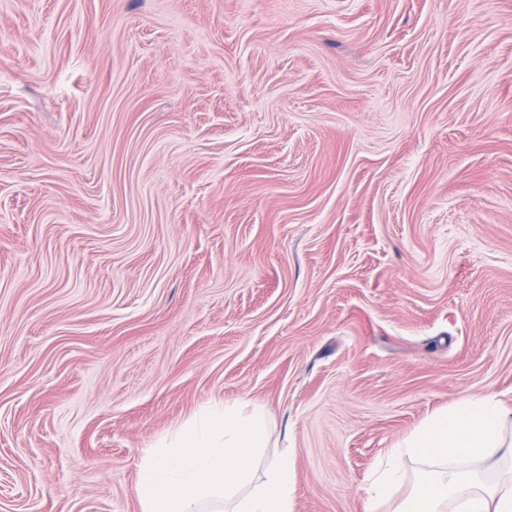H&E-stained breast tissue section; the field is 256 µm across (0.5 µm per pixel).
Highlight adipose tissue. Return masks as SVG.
<instances>
[{
    "mask_svg": "<svg viewBox=\"0 0 512 512\" xmlns=\"http://www.w3.org/2000/svg\"><path fill=\"white\" fill-rule=\"evenodd\" d=\"M512 408L492 396H468L435 412L425 423L386 449L384 460L368 477V512L390 500L402 481L400 461L410 456L427 469L414 494L391 512H512V481L486 484L451 467L454 459L476 461L503 448L512 449L506 432Z\"/></svg>",
    "mask_w": 512,
    "mask_h": 512,
    "instance_id": "ef3b65f1",
    "label": "adipose tissue"
}]
</instances>
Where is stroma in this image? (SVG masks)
I'll return each instance as SVG.
<instances>
[{
  "label": "stroma",
  "instance_id": "1",
  "mask_svg": "<svg viewBox=\"0 0 512 512\" xmlns=\"http://www.w3.org/2000/svg\"><path fill=\"white\" fill-rule=\"evenodd\" d=\"M512 407V0H0V512H141L259 404L294 512Z\"/></svg>",
  "mask_w": 512,
  "mask_h": 512
}]
</instances>
